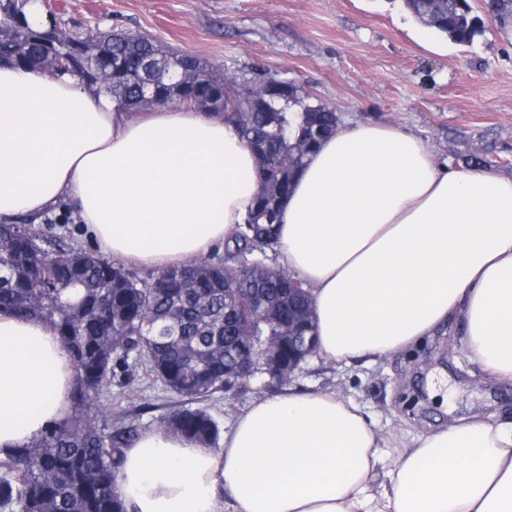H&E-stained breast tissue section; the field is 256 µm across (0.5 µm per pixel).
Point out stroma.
<instances>
[{
  "mask_svg": "<svg viewBox=\"0 0 512 512\" xmlns=\"http://www.w3.org/2000/svg\"><path fill=\"white\" fill-rule=\"evenodd\" d=\"M60 27L81 36L115 29L188 51L240 77L288 79L343 122L395 125L419 137L438 163L450 150H494L495 173L512 177V19L484 17V33L459 46L419 24L401 0H48ZM461 316L418 344L349 365L315 356L288 384L257 380L217 394L206 409L229 432L254 400L287 391L333 390L394 436L385 465L413 438L462 418H512V385L478 372L463 349ZM97 404L114 424L145 431L177 408L142 367L130 368Z\"/></svg>",
  "mask_w": 512,
  "mask_h": 512,
  "instance_id": "stroma-1",
  "label": "stroma"
}]
</instances>
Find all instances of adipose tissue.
Returning a JSON list of instances; mask_svg holds the SVG:
<instances>
[{
    "label": "adipose tissue",
    "mask_w": 512,
    "mask_h": 512,
    "mask_svg": "<svg viewBox=\"0 0 512 512\" xmlns=\"http://www.w3.org/2000/svg\"><path fill=\"white\" fill-rule=\"evenodd\" d=\"M260 188L223 115L129 112L71 75L0 66V218L68 203L100 251L163 270L223 244ZM312 291L318 353L351 363L463 320L481 373L512 384V177L438 165L418 137L372 121L308 156L278 245ZM56 329L0 310V449L39 437L72 404ZM360 406L332 391L252 402L222 448L163 429L124 451L128 512H512V421L472 420L383 467Z\"/></svg>",
    "instance_id": "ef3b65f1"
}]
</instances>
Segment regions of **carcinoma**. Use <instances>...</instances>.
<instances>
[{"label":"carcinoma","instance_id":"carcinoma-1","mask_svg":"<svg viewBox=\"0 0 512 512\" xmlns=\"http://www.w3.org/2000/svg\"><path fill=\"white\" fill-rule=\"evenodd\" d=\"M424 27L470 46L484 32L471 0H401ZM30 0H0V64L77 76L112 95L125 110L143 105L142 64L157 58L156 41L143 35L95 33L102 56L86 65L52 45L42 31L52 15L28 18ZM498 18L512 17V0H483ZM196 85L180 104L224 114L255 156L260 189L245 222L224 242V257L205 258L148 276L112 262L65 237L26 224H0V309L53 324L74 364L72 413L40 437L0 457V503L13 512H126L116 491L123 449L138 439L133 428L112 427L94 395L134 363L163 391L203 402L239 381L244 357L264 348L282 352L288 337L313 336L312 297L286 271L256 257L277 248L280 207L298 171L338 113L293 81L271 96L262 80L242 95L244 80L195 59ZM457 168L489 167V152H451ZM175 435L215 446L218 421L205 409H178L161 422Z\"/></svg>","mask_w":512,"mask_h":512}]
</instances>
